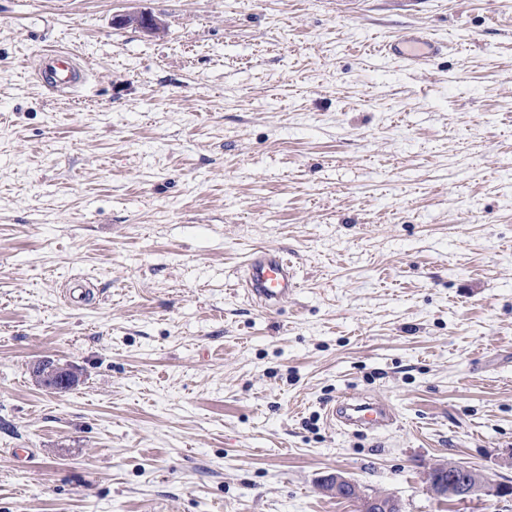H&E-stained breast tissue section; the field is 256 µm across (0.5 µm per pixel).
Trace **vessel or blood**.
Listing matches in <instances>:
<instances>
[{"label":"vessel or blood","instance_id":"1","mask_svg":"<svg viewBox=\"0 0 512 512\" xmlns=\"http://www.w3.org/2000/svg\"><path fill=\"white\" fill-rule=\"evenodd\" d=\"M442 49L441 43L421 30L393 36L382 46L385 55L402 60L411 69L424 68ZM41 59L39 74L54 89L74 88L87 79L86 68L68 50L48 49ZM297 286L294 268L283 251L258 248L251 252L243 287L260 306L268 310L279 308L295 293ZM326 418L347 429L381 432L393 425L395 414L384 401L344 396L327 404Z\"/></svg>","mask_w":512,"mask_h":512}]
</instances>
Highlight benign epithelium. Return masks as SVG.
<instances>
[{
    "instance_id": "obj_1",
    "label": "benign epithelium",
    "mask_w": 512,
    "mask_h": 512,
    "mask_svg": "<svg viewBox=\"0 0 512 512\" xmlns=\"http://www.w3.org/2000/svg\"><path fill=\"white\" fill-rule=\"evenodd\" d=\"M320 486L336 495L352 492V499L359 505L360 512H402L401 502L395 497L366 493L357 482L340 473L324 476ZM426 488L438 499L451 494L461 502L474 498L493 501L512 499L511 482L493 481L479 469L462 463L434 466L426 476Z\"/></svg>"
}]
</instances>
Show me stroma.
Instances as JSON below:
<instances>
[{"mask_svg": "<svg viewBox=\"0 0 512 512\" xmlns=\"http://www.w3.org/2000/svg\"><path fill=\"white\" fill-rule=\"evenodd\" d=\"M414 28L424 71L377 51ZM53 47L96 77L37 80ZM345 393L395 424L327 422ZM511 449L512 0H0V512H356L336 472L512 512L424 483ZM243 287L260 306L274 310L288 302L298 283L292 263L283 251L258 248L249 255Z\"/></svg>", "mask_w": 512, "mask_h": 512, "instance_id": "35a3bbf8", "label": "stroma"}]
</instances>
